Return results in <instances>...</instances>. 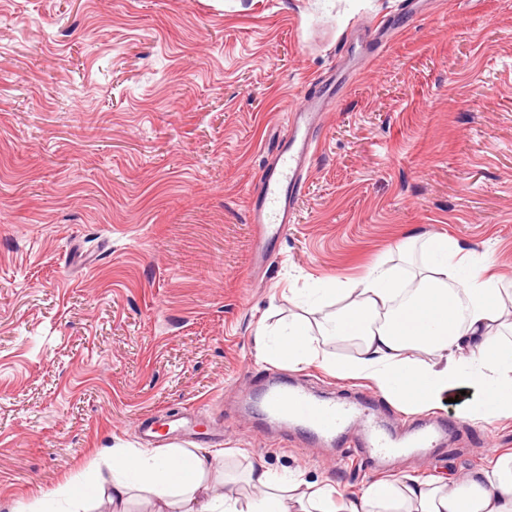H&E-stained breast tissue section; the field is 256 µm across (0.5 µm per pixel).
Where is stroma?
Returning a JSON list of instances; mask_svg holds the SVG:
<instances>
[{"instance_id": "obj_1", "label": "stroma", "mask_w": 512, "mask_h": 512, "mask_svg": "<svg viewBox=\"0 0 512 512\" xmlns=\"http://www.w3.org/2000/svg\"><path fill=\"white\" fill-rule=\"evenodd\" d=\"M389 28L352 71L364 30ZM346 74L294 224L252 267L247 190L276 124L314 80ZM443 234L485 259L512 301V0H0V512L71 473L112 477V451L223 452L225 491L250 467L376 478L335 449L271 428L237 395L301 291L382 260L408 276ZM311 392L373 398L365 378L281 366ZM428 409L455 431L386 479L448 478L512 453V418L466 417L479 386ZM202 419L190 440L174 414Z\"/></svg>"}]
</instances>
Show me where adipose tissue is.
Listing matches in <instances>:
<instances>
[{
    "label": "adipose tissue",
    "instance_id": "adipose-tissue-1",
    "mask_svg": "<svg viewBox=\"0 0 512 512\" xmlns=\"http://www.w3.org/2000/svg\"><path fill=\"white\" fill-rule=\"evenodd\" d=\"M427 263L417 278L379 261L353 282L335 281L345 305L313 322L292 319L279 338L263 342L262 356L294 368L319 363L341 378L365 377L402 409L417 412L449 389L475 382L483 395L466 416L487 422L512 417V308L500 297L488 266L445 237L428 241ZM356 339L358 357L329 359L325 346ZM112 478H70L60 495L71 503L104 494L114 512L133 493L166 502L176 512H285L286 493L299 512H512V455L496 456L487 468L443 481L400 479L365 484L358 495L337 502L329 479L309 481L299 473L250 469L249 497L218 491L212 482L217 457L209 451L179 455L155 448L113 452Z\"/></svg>",
    "mask_w": 512,
    "mask_h": 512
}]
</instances>
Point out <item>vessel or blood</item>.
<instances>
[{
	"mask_svg": "<svg viewBox=\"0 0 512 512\" xmlns=\"http://www.w3.org/2000/svg\"><path fill=\"white\" fill-rule=\"evenodd\" d=\"M336 86L335 79H328L322 93L305 97L299 107L289 112L273 158L250 193L248 213L258 257L268 255L272 241L292 221L308 180L309 161L320 147V119L336 96ZM264 395L268 412L303 423L318 439L347 437L354 458L366 466L396 462L432 447L437 440L436 431L424 429L395 437L373 411L359 403L322 401L303 389L282 384L269 386Z\"/></svg>",
	"mask_w": 512,
	"mask_h": 512,
	"instance_id": "vessel-or-blood-1",
	"label": "vessel or blood"
}]
</instances>
